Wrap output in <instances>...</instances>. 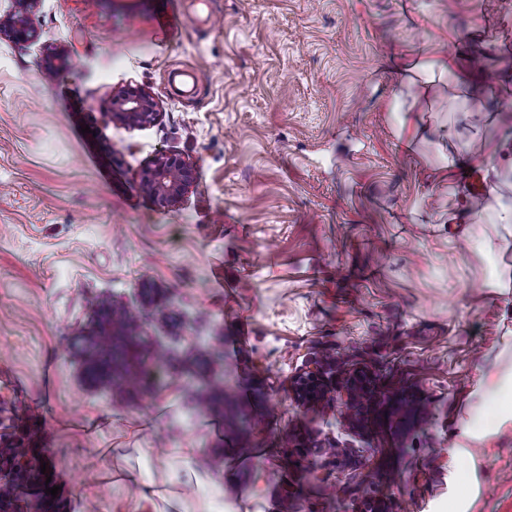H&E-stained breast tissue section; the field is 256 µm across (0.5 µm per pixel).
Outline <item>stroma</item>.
<instances>
[{"instance_id": "35a3bbf8", "label": "stroma", "mask_w": 512, "mask_h": 512, "mask_svg": "<svg viewBox=\"0 0 512 512\" xmlns=\"http://www.w3.org/2000/svg\"><path fill=\"white\" fill-rule=\"evenodd\" d=\"M32 19L35 41L0 40V459L14 442L65 486L11 512H130L132 467L188 512H512V10L39 0ZM444 58L480 80L400 88L397 63ZM125 87L153 125L108 119ZM162 151L192 170L172 206L141 187ZM465 200L474 223H449ZM112 308L151 374L99 363ZM313 360L328 392L307 404ZM358 373L375 403L353 423ZM353 380L359 384L360 388L351 381L346 385V388L344 390L346 395V403L347 406L350 408L356 407V403H358L361 397L364 395L363 392L360 391V389L365 390V393L368 395V399L366 401L367 406L364 408L365 411L363 410L361 413V415H364V413L368 411L372 403L373 392L371 391L370 388V379L367 375L358 374L353 378Z\"/></svg>"}]
</instances>
